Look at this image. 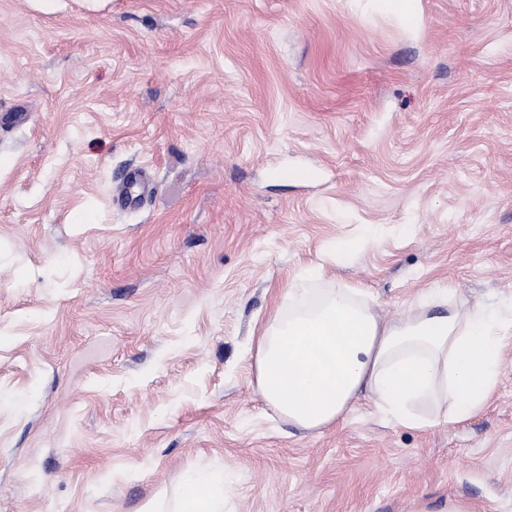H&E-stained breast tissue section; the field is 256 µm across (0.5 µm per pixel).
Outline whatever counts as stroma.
Masks as SVG:
<instances>
[{
	"label": "stroma",
	"instance_id": "obj_1",
	"mask_svg": "<svg viewBox=\"0 0 512 512\" xmlns=\"http://www.w3.org/2000/svg\"><path fill=\"white\" fill-rule=\"evenodd\" d=\"M396 4L0 0V512H512V344L457 424L253 383L291 288L512 302V0ZM224 509L223 475L199 470L185 476L178 509H171L165 498L155 495L140 512H223Z\"/></svg>",
	"mask_w": 512,
	"mask_h": 512
}]
</instances>
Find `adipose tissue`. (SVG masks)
<instances>
[{
	"label": "adipose tissue",
	"instance_id": "obj_1",
	"mask_svg": "<svg viewBox=\"0 0 512 512\" xmlns=\"http://www.w3.org/2000/svg\"><path fill=\"white\" fill-rule=\"evenodd\" d=\"M508 331L483 307L420 310L383 320L354 288L301 293L257 336L255 387L279 415L312 434L368 400L407 427L453 424L480 413L497 384ZM224 477L185 476L177 508L156 495L142 512H224Z\"/></svg>",
	"mask_w": 512,
	"mask_h": 512
}]
</instances>
